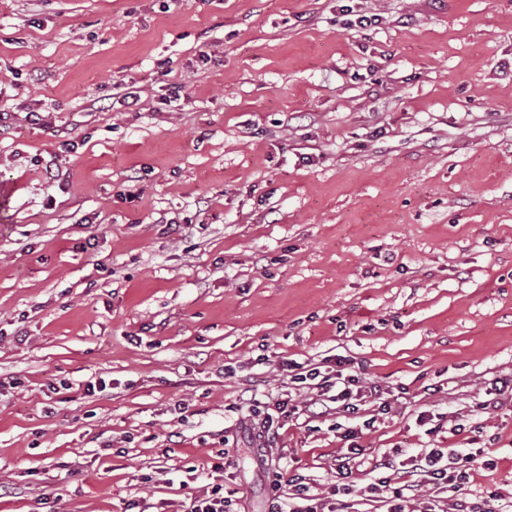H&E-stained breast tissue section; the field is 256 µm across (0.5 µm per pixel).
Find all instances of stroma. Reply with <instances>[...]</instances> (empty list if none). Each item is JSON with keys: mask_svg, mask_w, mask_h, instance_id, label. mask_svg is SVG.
<instances>
[{"mask_svg": "<svg viewBox=\"0 0 512 512\" xmlns=\"http://www.w3.org/2000/svg\"><path fill=\"white\" fill-rule=\"evenodd\" d=\"M0 107V512H271L266 457L386 512L376 459L448 446L512 512V396L479 406L512 382V0H0ZM337 356L391 403L345 481L346 414L282 367ZM251 397L298 407L266 448ZM222 485L213 486L210 490L204 491L201 496L195 497L191 504L190 512H229L226 508L231 500L224 498Z\"/></svg>", "mask_w": 512, "mask_h": 512, "instance_id": "obj_1", "label": "stroma"}]
</instances>
